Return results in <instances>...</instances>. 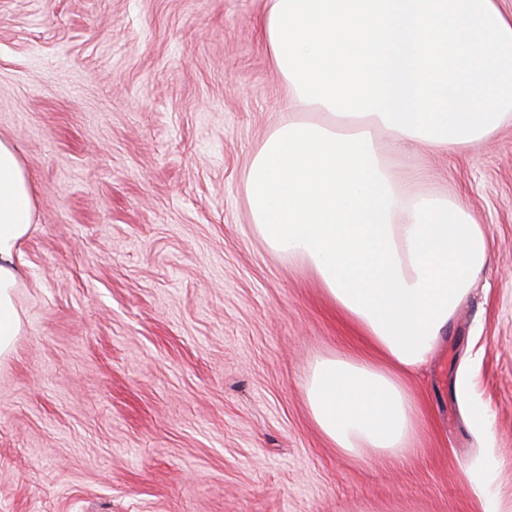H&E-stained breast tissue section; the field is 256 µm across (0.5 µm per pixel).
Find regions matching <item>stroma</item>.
I'll list each match as a JSON object with an SVG mask.
<instances>
[{"instance_id":"1","label":"stroma","mask_w":512,"mask_h":512,"mask_svg":"<svg viewBox=\"0 0 512 512\" xmlns=\"http://www.w3.org/2000/svg\"><path fill=\"white\" fill-rule=\"evenodd\" d=\"M264 5L0 0V138L35 203L0 363V512H478L462 474L512 512V123L417 154L416 190L465 206L492 259L410 383L411 454L348 456L304 384L359 343L312 269L260 239L245 191L288 105Z\"/></svg>"}]
</instances>
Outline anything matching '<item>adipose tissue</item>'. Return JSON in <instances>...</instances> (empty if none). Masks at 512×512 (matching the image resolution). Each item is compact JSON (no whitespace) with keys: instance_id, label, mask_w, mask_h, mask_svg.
<instances>
[{"instance_id":"ef3b65f1","label":"adipose tissue","mask_w":512,"mask_h":512,"mask_svg":"<svg viewBox=\"0 0 512 512\" xmlns=\"http://www.w3.org/2000/svg\"><path fill=\"white\" fill-rule=\"evenodd\" d=\"M261 41L290 105L245 178L268 247L308 263L368 354L318 359L304 396L323 435L357 459L405 458L419 407L406 388L491 259L482 225L414 191L387 163L406 144L463 151L512 120V13L499 0H266ZM34 200L0 139V360Z\"/></svg>"}]
</instances>
